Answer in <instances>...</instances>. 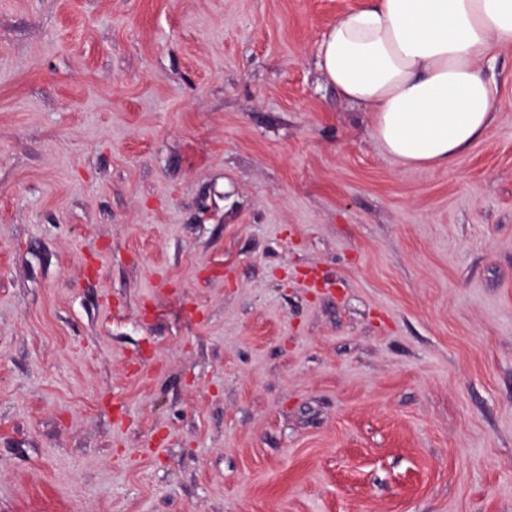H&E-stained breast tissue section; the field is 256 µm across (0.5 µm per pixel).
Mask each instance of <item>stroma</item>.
Listing matches in <instances>:
<instances>
[{
	"label": "stroma",
	"mask_w": 512,
	"mask_h": 512,
	"mask_svg": "<svg viewBox=\"0 0 512 512\" xmlns=\"http://www.w3.org/2000/svg\"><path fill=\"white\" fill-rule=\"evenodd\" d=\"M370 2L0 0V512H512V47L411 168Z\"/></svg>",
	"instance_id": "35a3bbf8"
}]
</instances>
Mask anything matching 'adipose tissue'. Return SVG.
<instances>
[{
    "label": "adipose tissue",
    "instance_id": "obj_1",
    "mask_svg": "<svg viewBox=\"0 0 512 512\" xmlns=\"http://www.w3.org/2000/svg\"><path fill=\"white\" fill-rule=\"evenodd\" d=\"M512 45V0H375L320 42L325 79L371 112L374 137L412 167L441 168L491 128L483 62Z\"/></svg>",
    "mask_w": 512,
    "mask_h": 512
}]
</instances>
